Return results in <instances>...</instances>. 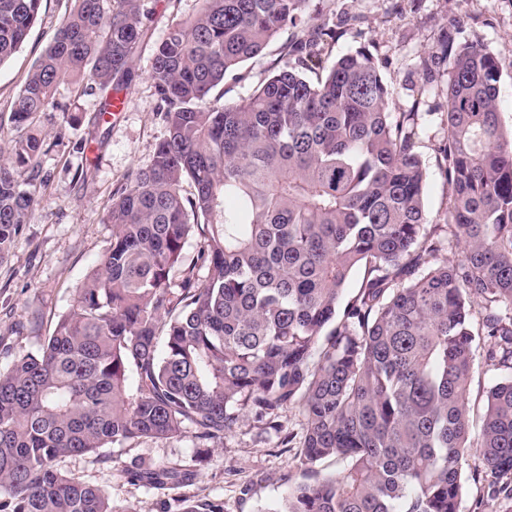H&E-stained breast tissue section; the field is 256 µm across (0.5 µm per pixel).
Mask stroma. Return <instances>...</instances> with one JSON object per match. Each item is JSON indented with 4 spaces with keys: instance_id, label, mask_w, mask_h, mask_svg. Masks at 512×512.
<instances>
[{
    "instance_id": "1",
    "label": "stroma",
    "mask_w": 512,
    "mask_h": 512,
    "mask_svg": "<svg viewBox=\"0 0 512 512\" xmlns=\"http://www.w3.org/2000/svg\"><path fill=\"white\" fill-rule=\"evenodd\" d=\"M68 0H43L40 16L21 49L0 66V113L9 112L29 71L52 42ZM197 0H144V35L134 62L135 78L119 115L95 127L96 97L61 84L55 107L37 127L44 139L42 157L46 182L39 204L9 259L0 263V366L19 353L34 352L50 335L56 319L72 304L77 287L95 266L112 238L105 222L114 188L148 167L157 143L166 133L154 90L147 78L153 54L172 21L192 16ZM314 24L336 29L334 56L365 50L394 93L398 111L417 107L422 132L417 147L429 173L425 206L431 223H442L449 190L439 167L444 143L440 114L445 107L447 73L427 81L421 60L434 51L448 25H456L460 40L483 44L508 65L499 85L504 126H512V0H310ZM296 30L284 27L259 55L242 63L244 81H224V99L247 97L281 59L280 49ZM88 170L78 182V170ZM506 369L477 354L470 378L469 404L473 428L488 390L507 377ZM282 432L265 429L246 417L199 463L190 485L166 491L128 482L116 463L141 458L156 463L190 464L195 444L190 433L169 440L139 439L111 448L110 462L89 454L65 459L63 470L102 488L123 512H181L184 500L221 503L224 512H260L281 502L290 486L303 482L300 437L305 419L298 408L279 413ZM292 442H284L285 434ZM480 461L469 457L462 466L461 512H504L475 481Z\"/></svg>"
}]
</instances>
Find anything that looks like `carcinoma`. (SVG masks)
Wrapping results in <instances>:
<instances>
[{
  "mask_svg": "<svg viewBox=\"0 0 512 512\" xmlns=\"http://www.w3.org/2000/svg\"><path fill=\"white\" fill-rule=\"evenodd\" d=\"M71 2L9 112L0 262L44 183L35 124L59 84L98 97L102 120L133 80L143 0ZM308 2L199 0L169 27L148 71L167 128L153 162L112 191V240L52 334L0 369V512H119L58 463L188 431L198 461L245 416L280 431L291 406L308 481L268 512H460L472 453L512 503V376L488 391L476 435L467 398L476 352L512 370L505 66L453 26L421 61L431 82L448 63L443 256L426 230L417 114L396 111L371 54L329 60L334 33L309 24ZM41 4L0 0V64ZM287 24L283 65L237 102L213 95ZM330 458L347 467L322 473ZM121 473L156 490L198 475L138 460Z\"/></svg>",
  "mask_w": 512,
  "mask_h": 512,
  "instance_id": "obj_1",
  "label": "carcinoma"
}]
</instances>
